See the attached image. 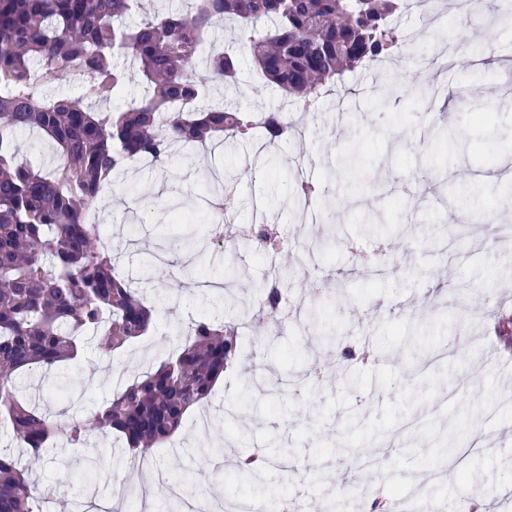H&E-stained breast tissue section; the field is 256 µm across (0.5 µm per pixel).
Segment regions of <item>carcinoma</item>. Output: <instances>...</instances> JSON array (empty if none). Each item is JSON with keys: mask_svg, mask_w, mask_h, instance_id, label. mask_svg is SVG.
<instances>
[{"mask_svg": "<svg viewBox=\"0 0 512 512\" xmlns=\"http://www.w3.org/2000/svg\"><path fill=\"white\" fill-rule=\"evenodd\" d=\"M192 2L189 13L143 11L129 25L132 0H0V423H8L14 440L0 450V512H37L46 502L72 512V504L30 479L55 438L81 448L94 432L114 433L129 453L147 454L240 359L238 325L201 316L166 359L88 420L61 422L21 402L14 386L23 370L77 359L89 336L109 358L149 330L152 309L120 277L100 225L90 222L129 161L148 157L164 166L178 148L257 129L270 149L294 136L295 123L281 108H198L211 83L235 84L238 67L237 55L226 51L197 71L212 25L239 28L257 72L297 112L401 42L393 23L401 0ZM116 49L137 64L143 93L114 112L108 105L126 83L125 72L112 66ZM63 77L77 94L49 95ZM24 130L56 146L49 171L17 161L15 136ZM294 186L306 199L325 193L324 185L298 176ZM288 272L273 267L260 291L270 317L281 309ZM179 274L199 283L206 272L190 259ZM235 473L260 487L268 471L253 454Z\"/></svg>", "mask_w": 512, "mask_h": 512, "instance_id": "obj_1", "label": "carcinoma"}]
</instances>
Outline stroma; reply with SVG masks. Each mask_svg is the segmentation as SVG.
<instances>
[{
	"label": "stroma",
	"instance_id": "obj_1",
	"mask_svg": "<svg viewBox=\"0 0 512 512\" xmlns=\"http://www.w3.org/2000/svg\"><path fill=\"white\" fill-rule=\"evenodd\" d=\"M447 15V39L471 66L434 68L438 36L421 14H403L410 56L348 75L315 112L295 113L301 136L273 148L255 171L243 169L254 140L180 151L178 193L161 169L127 164L103 193L98 219L121 270L154 306L153 324L112 359L90 340L50 373H20L21 395L57 419L89 416L165 358L181 342V327L203 315L240 320L250 351L217 383L208 407L190 410L175 437L154 449L155 468L177 476L190 459L225 494L284 501L290 512H362L382 469L390 492L424 491L438 512H457L479 495L512 512L501 492L512 484V361L488 357L512 344L503 324L512 311V239L499 224L467 219L508 197L501 172L512 158V72L498 62L512 58V21L487 29L455 7ZM238 61L237 86H214L212 98L245 110L282 107L281 91L251 58ZM390 82L400 85L398 98L380 100L378 87ZM444 126L465 141V153L442 152L434 132ZM353 147L362 157L335 182L334 218L295 223L287 170L303 164L305 179L322 182ZM235 174L237 200L226 216L241 228L264 210L289 240L312 241L327 277L317 309L307 288L289 279L296 313L271 342L257 331V290L270 265L252 246L206 250L211 268L237 270L224 292L178 280L184 252L164 263L152 255L183 234L177 214L207 217L200 186ZM369 208L389 219L390 233L367 231L361 215ZM329 332L347 345L371 343L378 361L331 369L336 353L320 341ZM219 446L260 450L287 466L271 468L259 493L222 474ZM90 456L101 462L93 479L85 472ZM127 467L115 437L95 433L82 450L56 440L34 477L67 482L73 495L122 500Z\"/></svg>",
	"mask_w": 512,
	"mask_h": 512
}]
</instances>
